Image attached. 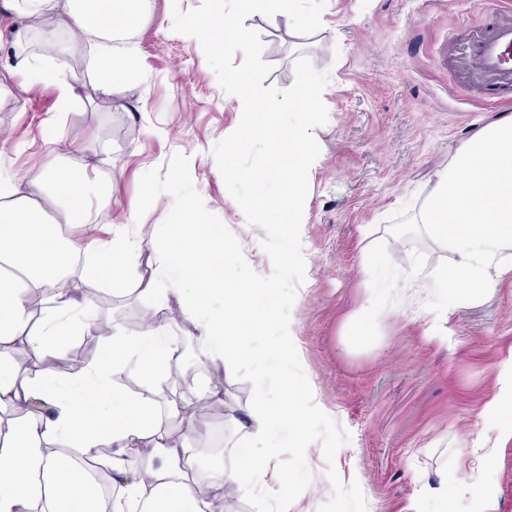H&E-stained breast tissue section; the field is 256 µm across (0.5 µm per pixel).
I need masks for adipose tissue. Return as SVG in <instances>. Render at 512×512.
I'll return each instance as SVG.
<instances>
[{
	"label": "adipose tissue",
	"instance_id": "adipose-tissue-1",
	"mask_svg": "<svg viewBox=\"0 0 512 512\" xmlns=\"http://www.w3.org/2000/svg\"><path fill=\"white\" fill-rule=\"evenodd\" d=\"M143 0H96L86 9L79 0H0V13L17 17L12 28V74L32 82L53 84L61 107L76 98L70 64L43 66L42 55L27 52L32 36H40L45 52L57 49V36L80 32L89 59L101 72L95 91L113 99L136 67L132 47L116 46L113 38L128 35L143 20ZM87 162L70 168L48 166L22 181L0 172V259L10 267L0 275V512H101L100 496L84 472L46 447L74 448L95 457L101 446L112 447L100 465L111 474V512H210L195 488L198 461L186 451L156 443L146 464L128 465L123 455L131 439L157 433L160 415L152 397L163 379L178 367L181 342L165 325L153 323L134 337H113L106 357L69 371L48 367L65 359L66 342L76 331L96 322L92 305L80 302L69 286L75 259L86 261L94 280L135 286L153 301L154 312L177 292L184 313L195 320L196 341L206 359L223 365L229 348L253 344L270 320L268 289L240 284L226 271H212L209 258L226 256L224 233L196 221L182 224L176 251L160 250L152 278L139 271L145 235L130 233L140 212L130 209L126 222L110 226L106 236L92 235L91 203L108 206V182L89 178ZM67 224L60 233L59 224ZM45 291L50 305L32 320L27 303ZM139 366L147 392H126L110 385L112 369ZM508 383L487 402L496 420L498 438H512V357L501 366ZM308 409L284 407L262 397L246 411L227 407L224 419L247 433L248 448H270L276 427L290 426L302 436ZM97 457V456H96Z\"/></svg>",
	"mask_w": 512,
	"mask_h": 512
}]
</instances>
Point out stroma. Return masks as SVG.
I'll return each mask as SVG.
<instances>
[{
  "label": "stroma",
  "instance_id": "35a3bbf8",
  "mask_svg": "<svg viewBox=\"0 0 512 512\" xmlns=\"http://www.w3.org/2000/svg\"><path fill=\"white\" fill-rule=\"evenodd\" d=\"M200 0H145L144 19L129 42L137 70L121 107L91 99L96 72L79 65L85 96L71 110L58 106L48 84L21 83L7 69L12 19H0V172L34 176L55 158L44 143L58 134L79 161L93 144L112 184V213L138 205L147 232L172 237L186 201L203 223L223 227L229 243L259 274L271 271L260 246L265 232L249 225L229 195L213 146L240 114L208 67L200 43L174 32L173 11ZM314 29L286 34L280 20L246 19L264 43L273 69L266 85L290 87L298 56L329 72L323 92L326 125L309 178L301 238L305 280L290 312L293 351L281 357L242 350L224 359L225 402L205 395L210 368L201 353L183 363L198 403L199 432L213 435L221 466L237 467L242 434L224 423V405L247 407L259 391L277 396L283 380L299 390L311 413L309 448L276 437L271 464L288 474L284 492L264 485L213 488L227 512H512V439L482 448L494 422L485 405L499 389L498 370L512 355V273L492 294L456 304L447 318L424 308L430 271L448 249L426 237L395 239L387 217L404 203L421 206L438 172L457 148L499 115L458 88L463 73L448 66V37L460 22L486 15L475 0H306ZM385 276L381 315L364 325L360 309L368 282ZM111 305L99 307L109 331L93 339L91 359L110 337L138 335L149 298L109 286ZM263 386H256L257 372ZM447 499L434 497L440 480ZM492 503L482 506L481 487Z\"/></svg>",
  "mask_w": 512,
  "mask_h": 512
}]
</instances>
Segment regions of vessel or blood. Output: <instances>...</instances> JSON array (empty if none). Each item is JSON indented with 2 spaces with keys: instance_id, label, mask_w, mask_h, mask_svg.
<instances>
[{
  "instance_id": "vessel-or-blood-1",
  "label": "vessel or blood",
  "mask_w": 512,
  "mask_h": 512,
  "mask_svg": "<svg viewBox=\"0 0 512 512\" xmlns=\"http://www.w3.org/2000/svg\"><path fill=\"white\" fill-rule=\"evenodd\" d=\"M492 21L486 26L462 23L448 41L453 65L472 84L486 90V106L512 95V0H488Z\"/></svg>"
}]
</instances>
